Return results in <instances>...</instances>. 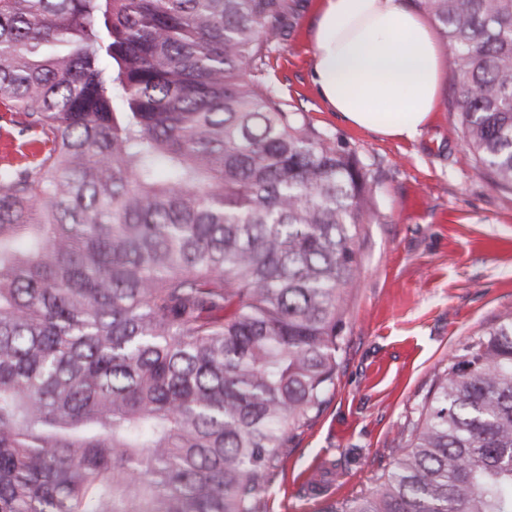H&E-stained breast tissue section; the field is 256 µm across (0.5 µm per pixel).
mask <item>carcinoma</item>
I'll return each instance as SVG.
<instances>
[{
	"mask_svg": "<svg viewBox=\"0 0 512 512\" xmlns=\"http://www.w3.org/2000/svg\"><path fill=\"white\" fill-rule=\"evenodd\" d=\"M512 186V0H418ZM298 0H0V512H263L336 377L369 206L261 75ZM326 512H512V320ZM0 167L11 160L14 156L15 146L18 144L17 126L14 121L19 120L18 115H11V113L0 112Z\"/></svg>",
	"mask_w": 512,
	"mask_h": 512,
	"instance_id": "obj_1",
	"label": "carcinoma"
}]
</instances>
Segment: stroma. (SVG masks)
Here are the masks:
<instances>
[{
    "label": "stroma",
    "mask_w": 512,
    "mask_h": 512,
    "mask_svg": "<svg viewBox=\"0 0 512 512\" xmlns=\"http://www.w3.org/2000/svg\"><path fill=\"white\" fill-rule=\"evenodd\" d=\"M320 0H300L264 81L289 110L359 161L371 208L345 288L335 386L323 412L294 438L263 500L264 512H322L374 487L389 470L437 373L463 346L512 319V188L474 160L451 108L439 104L413 140L354 128L313 81Z\"/></svg>",
    "instance_id": "obj_1"
}]
</instances>
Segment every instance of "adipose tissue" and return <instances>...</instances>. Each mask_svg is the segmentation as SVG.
<instances>
[{
    "instance_id": "obj_1",
    "label": "adipose tissue",
    "mask_w": 512,
    "mask_h": 512,
    "mask_svg": "<svg viewBox=\"0 0 512 512\" xmlns=\"http://www.w3.org/2000/svg\"><path fill=\"white\" fill-rule=\"evenodd\" d=\"M313 45V83L351 125L404 140L428 125L446 59L405 0H323Z\"/></svg>"
}]
</instances>
